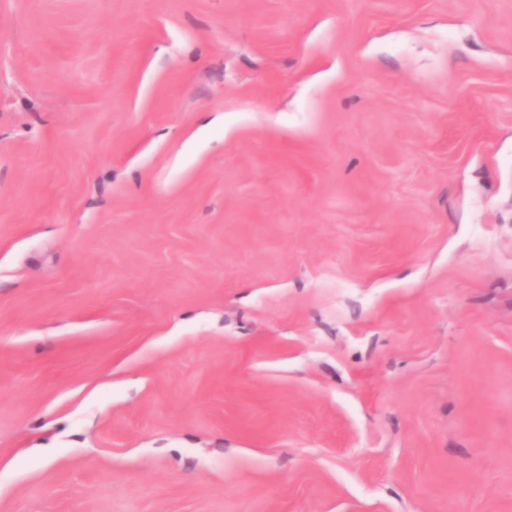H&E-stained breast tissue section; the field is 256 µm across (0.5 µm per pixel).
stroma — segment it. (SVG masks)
Instances as JSON below:
<instances>
[{
  "label": "stroma",
  "instance_id": "1",
  "mask_svg": "<svg viewBox=\"0 0 512 512\" xmlns=\"http://www.w3.org/2000/svg\"><path fill=\"white\" fill-rule=\"evenodd\" d=\"M0 512H512V0H0Z\"/></svg>",
  "mask_w": 512,
  "mask_h": 512
}]
</instances>
